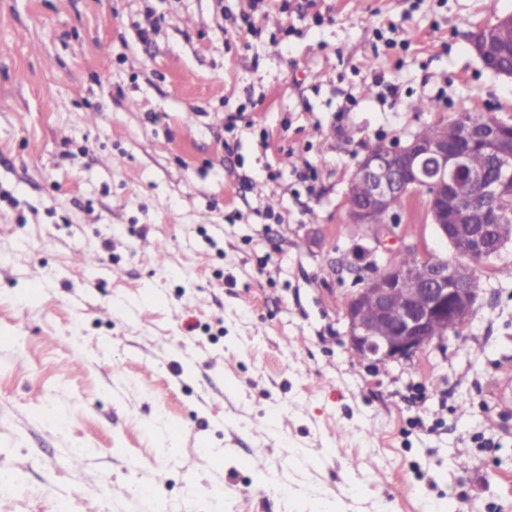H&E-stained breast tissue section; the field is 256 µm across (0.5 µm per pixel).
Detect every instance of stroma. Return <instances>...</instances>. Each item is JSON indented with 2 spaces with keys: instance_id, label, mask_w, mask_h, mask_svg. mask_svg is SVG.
Listing matches in <instances>:
<instances>
[{
  "instance_id": "1",
  "label": "stroma",
  "mask_w": 512,
  "mask_h": 512,
  "mask_svg": "<svg viewBox=\"0 0 512 512\" xmlns=\"http://www.w3.org/2000/svg\"><path fill=\"white\" fill-rule=\"evenodd\" d=\"M509 13L0 0V512H206L218 486L222 512H512V245L410 361L355 355L343 318L373 246L351 170L464 110L512 123L468 43ZM390 230L453 255L425 195Z\"/></svg>"
}]
</instances>
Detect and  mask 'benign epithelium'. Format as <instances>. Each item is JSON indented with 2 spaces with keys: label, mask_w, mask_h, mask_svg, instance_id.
Masks as SVG:
<instances>
[{
  "label": "benign epithelium",
  "mask_w": 512,
  "mask_h": 512,
  "mask_svg": "<svg viewBox=\"0 0 512 512\" xmlns=\"http://www.w3.org/2000/svg\"><path fill=\"white\" fill-rule=\"evenodd\" d=\"M470 47L491 73L512 79V69L499 67L504 47L512 45V14L471 33ZM432 133L415 134L404 143L376 142L358 161L348 188L360 186L364 195L347 204L354 224L374 228L375 242L383 245L397 201L417 193L427 196L431 224L454 253L466 262L435 254L416 256L401 266L387 261L370 264L372 275L344 303L350 349L377 364L408 361L432 344L448 338L470 318L479 289L471 287L473 265L485 258L490 233L496 225L512 222V207H494L512 188V124L468 121L448 136V123L432 124ZM485 147L493 168L473 169L466 149ZM480 194L470 195V188ZM379 215L381 223L375 222Z\"/></svg>",
  "instance_id": "1"
}]
</instances>
